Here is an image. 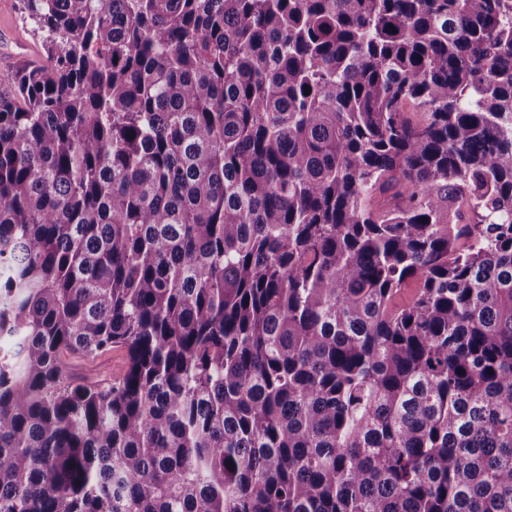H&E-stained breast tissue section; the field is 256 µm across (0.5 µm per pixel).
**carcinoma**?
<instances>
[{
  "instance_id": "1",
  "label": "carcinoma",
  "mask_w": 512,
  "mask_h": 512,
  "mask_svg": "<svg viewBox=\"0 0 512 512\" xmlns=\"http://www.w3.org/2000/svg\"><path fill=\"white\" fill-rule=\"evenodd\" d=\"M21 9L0 512H512V0ZM125 361V352L117 349L94 360L68 357L65 363L72 377L82 381H100L121 375Z\"/></svg>"
}]
</instances>
